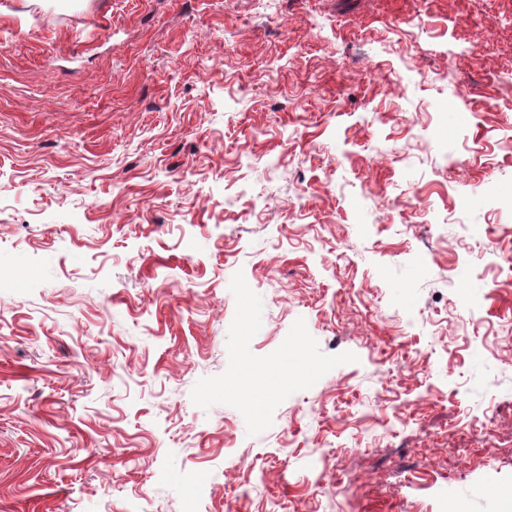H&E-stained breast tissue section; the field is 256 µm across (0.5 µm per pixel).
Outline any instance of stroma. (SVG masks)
I'll return each instance as SVG.
<instances>
[{
	"instance_id": "35a3bbf8",
	"label": "stroma",
	"mask_w": 512,
	"mask_h": 512,
	"mask_svg": "<svg viewBox=\"0 0 512 512\" xmlns=\"http://www.w3.org/2000/svg\"><path fill=\"white\" fill-rule=\"evenodd\" d=\"M510 190L512 0H0V512H505Z\"/></svg>"
}]
</instances>
